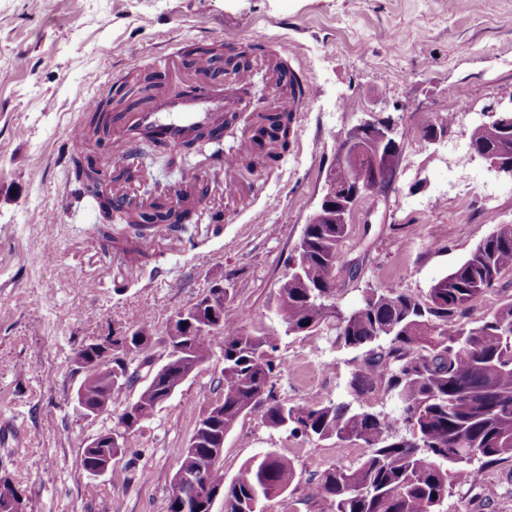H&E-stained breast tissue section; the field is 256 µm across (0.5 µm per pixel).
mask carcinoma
<instances>
[{
	"instance_id": "1",
	"label": "carcinoma",
	"mask_w": 512,
	"mask_h": 512,
	"mask_svg": "<svg viewBox=\"0 0 512 512\" xmlns=\"http://www.w3.org/2000/svg\"><path fill=\"white\" fill-rule=\"evenodd\" d=\"M154 87V75H133L130 91L143 93ZM124 99L98 102L84 122V145L100 142L112 124V112ZM272 133L255 131L254 154L258 163L271 166L288 151L293 137L294 112L282 110L268 118ZM512 142V115L495 123H477L468 143L494 153ZM336 180L347 186L363 184L367 194L370 171L362 164L335 157ZM75 180L102 197L107 180L93 176L73 158ZM122 221L131 235L112 234V225L100 229L112 248L139 261L148 257L143 239L153 225L140 224L131 211ZM348 225L328 212L320 224L305 225L291 255L288 273L279 281L275 312L288 334L330 336L332 346L362 351L348 386L349 403L304 401L290 403L277 394L275 381L284 370L278 354L279 337L253 336L245 328V314L229 301L220 303V331L224 334V407L213 432L229 433L255 411L274 430L294 437L336 442L340 447L359 443L367 448L350 467L327 469L304 491L310 500L329 503L331 512H442L454 488L470 484L475 468L512 464V300L491 311L479 325L465 322L472 303L512 273V224H499L452 271L439 278L420 297L396 285L380 284L363 291L361 303L344 309L339 302L333 268L340 261L339 244ZM208 296L190 306L196 327L186 329L195 362L211 355L212 330L203 327L209 310ZM90 381L82 387L85 404L112 414L113 397L107 377L89 364ZM188 370H163L144 386L133 406L136 421L145 423L162 405L164 392L178 389ZM382 388L396 404V413L373 411L365 396ZM118 448L83 449L81 467ZM209 448H184L180 467L193 468L206 459ZM206 475L211 489L221 490L228 512H264L263 503L288 490L296 478L291 461L275 451L247 462L242 476L225 481L219 462ZM19 488L0 476V512Z\"/></svg>"
}]
</instances>
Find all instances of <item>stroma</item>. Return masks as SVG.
<instances>
[{"label":"stroma","instance_id":"stroma-1","mask_svg":"<svg viewBox=\"0 0 512 512\" xmlns=\"http://www.w3.org/2000/svg\"><path fill=\"white\" fill-rule=\"evenodd\" d=\"M257 33L268 41L249 56L255 97L269 95L271 57L319 87L287 153L245 172L248 208H234L223 176L209 179L183 231L155 226L153 259L129 264L101 239L103 214H86L83 188L69 178L61 154L71 122L85 100L123 83L131 53L164 88L190 89L203 76L188 49L230 50ZM508 91L512 0H0V473L21 489L25 512H167L178 455L221 392L223 335L96 479L81 469L82 450L116 418L75 410L74 357L87 338L147 319L148 355L162 364L170 318L215 283L249 312L247 331L279 335L282 398L350 400L351 354L322 336L285 334L270 309L338 139L361 120L389 119L402 144L392 188L362 199L349 219L336 267L341 303L389 281L421 296L495 225L512 224V177L471 156L467 139ZM451 112L444 142L424 143V128ZM134 151L143 177L115 190L146 208L182 188L183 172L202 160L151 141ZM270 450L292 461L301 485L363 453L269 429L255 413L224 438L225 479ZM479 488L494 497L473 512H512L507 465L477 472L444 512H459Z\"/></svg>","mask_w":512,"mask_h":512}]
</instances>
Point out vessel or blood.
Masks as SVG:
<instances>
[{
    "label": "vessel or blood",
    "instance_id": "vessel-or-blood-1",
    "mask_svg": "<svg viewBox=\"0 0 512 512\" xmlns=\"http://www.w3.org/2000/svg\"><path fill=\"white\" fill-rule=\"evenodd\" d=\"M252 77L249 67H242L232 82L215 86L203 93L186 95L172 90L153 107L129 115L118 133L125 141L147 135L169 150L179 149L196 127L218 123L222 113L237 111Z\"/></svg>",
    "mask_w": 512,
    "mask_h": 512
}]
</instances>
